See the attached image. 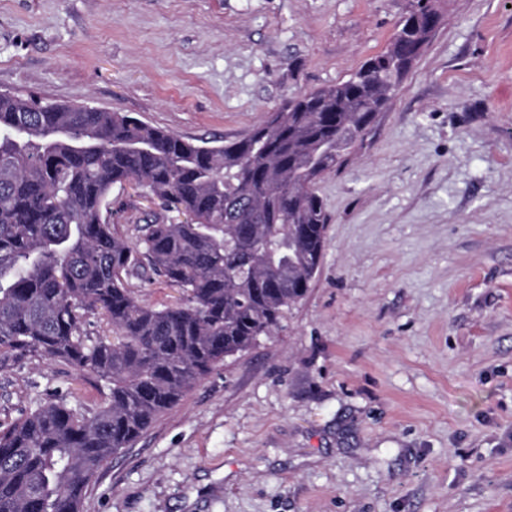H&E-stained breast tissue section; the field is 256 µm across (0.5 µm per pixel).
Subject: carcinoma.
<instances>
[{"label":"carcinoma","instance_id":"obj_1","mask_svg":"<svg viewBox=\"0 0 512 512\" xmlns=\"http://www.w3.org/2000/svg\"><path fill=\"white\" fill-rule=\"evenodd\" d=\"M429 40L402 23L348 79L217 145L122 112L0 95V370L61 362L104 396L91 415L48 402L0 429V512H82L113 454L306 296L329 223L317 183L363 141ZM130 182L183 219L148 215L136 241L116 235L112 187ZM131 275L184 300L145 303ZM90 313L112 335L85 332Z\"/></svg>","mask_w":512,"mask_h":512}]
</instances>
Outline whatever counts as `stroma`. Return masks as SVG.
I'll return each instance as SVG.
<instances>
[{"label":"stroma","instance_id":"1","mask_svg":"<svg viewBox=\"0 0 512 512\" xmlns=\"http://www.w3.org/2000/svg\"><path fill=\"white\" fill-rule=\"evenodd\" d=\"M415 0H0V91L245 137L383 51ZM440 28L317 184L307 295L84 492L83 512H512V0ZM112 190L115 232L153 212ZM96 380L0 370V425Z\"/></svg>","mask_w":512,"mask_h":512}]
</instances>
